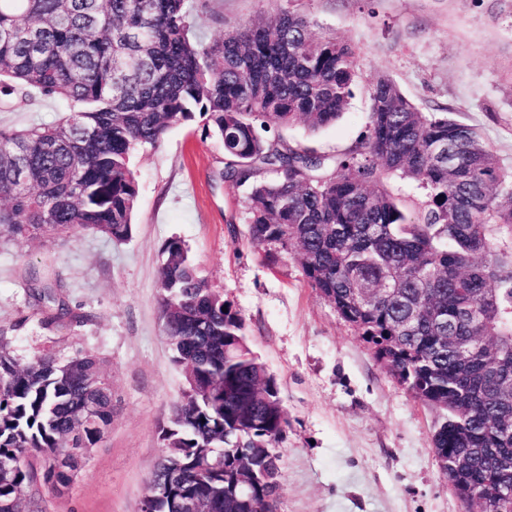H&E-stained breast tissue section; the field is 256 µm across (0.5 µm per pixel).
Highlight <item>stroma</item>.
Wrapping results in <instances>:
<instances>
[{
  "instance_id": "35a3bbf8",
  "label": "stroma",
  "mask_w": 512,
  "mask_h": 512,
  "mask_svg": "<svg viewBox=\"0 0 512 512\" xmlns=\"http://www.w3.org/2000/svg\"><path fill=\"white\" fill-rule=\"evenodd\" d=\"M204 41L258 12L291 7L349 41L359 79L349 107L317 132L285 141L333 155L367 122L368 87L392 78L424 112L445 108L476 128L512 171V0H195ZM54 99L0 93V129L56 123ZM224 146L195 120L139 151L134 231L115 242L88 232L0 242V334L19 360L43 349L93 351L112 381V425L69 489L27 493L24 512H137L164 448L160 428L181 396L159 309L160 250L181 239L200 277L240 312L252 351L274 376L288 427L282 512H476L440 470L439 412L414 398L370 344L312 288L297 260L271 265L249 242L248 184L222 177ZM72 311L47 327L29 268Z\"/></svg>"
}]
</instances>
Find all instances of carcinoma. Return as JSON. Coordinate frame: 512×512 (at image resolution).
<instances>
[{
    "label": "carcinoma",
    "mask_w": 512,
    "mask_h": 512,
    "mask_svg": "<svg viewBox=\"0 0 512 512\" xmlns=\"http://www.w3.org/2000/svg\"><path fill=\"white\" fill-rule=\"evenodd\" d=\"M0 92L34 89L64 107L55 124L0 129V242L76 231L132 237L136 152L204 119L224 145V181L250 183L251 245L272 264L299 261L308 283L374 348L414 398L444 417L438 462L459 498L488 478L512 484V172L478 131L449 112H422L385 75L369 87L365 131L328 157L284 141L316 132L354 96L358 53L291 9L261 12L209 43L192 0H0ZM426 191L408 216L388 190ZM159 307L172 362L192 394L161 431L147 488L181 472L210 512H280V444L288 425L276 380L248 346L242 316L201 279L184 243L161 249ZM488 346L460 356L448 343ZM0 335V460L16 459L20 493L51 490L65 472L33 475L31 456L69 452L67 436L94 397L112 422V386L95 354L43 351L22 363ZM98 377L89 385L85 375ZM267 473L248 486L243 469ZM389 188L395 196L405 201L407 204L413 202L420 203L425 199V191L416 183L399 178L389 180Z\"/></svg>",
    "instance_id": "carcinoma-1"
}]
</instances>
